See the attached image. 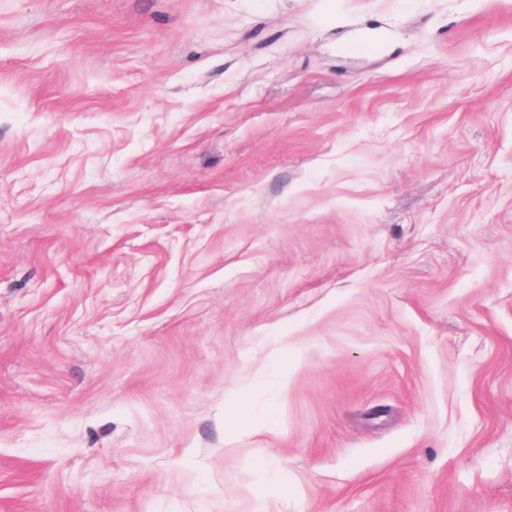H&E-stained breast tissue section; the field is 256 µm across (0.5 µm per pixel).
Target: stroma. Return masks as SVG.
Segmentation results:
<instances>
[{
  "label": "stroma",
  "mask_w": 512,
  "mask_h": 512,
  "mask_svg": "<svg viewBox=\"0 0 512 512\" xmlns=\"http://www.w3.org/2000/svg\"><path fill=\"white\" fill-rule=\"evenodd\" d=\"M0 512H512V0H0Z\"/></svg>",
  "instance_id": "1"
}]
</instances>
